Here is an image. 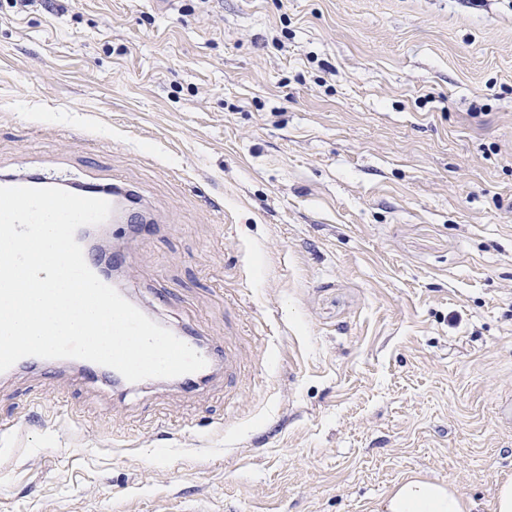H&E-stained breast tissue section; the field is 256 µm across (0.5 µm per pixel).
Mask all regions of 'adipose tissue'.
Masks as SVG:
<instances>
[{
  "label": "adipose tissue",
  "mask_w": 512,
  "mask_h": 512,
  "mask_svg": "<svg viewBox=\"0 0 512 512\" xmlns=\"http://www.w3.org/2000/svg\"><path fill=\"white\" fill-rule=\"evenodd\" d=\"M376 512H468V505L451 486L411 475L380 500Z\"/></svg>",
  "instance_id": "ef3b65f1"
}]
</instances>
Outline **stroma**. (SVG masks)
I'll use <instances>...</instances> for the list:
<instances>
[{"instance_id":"obj_1","label":"stroma","mask_w":512,"mask_h":512,"mask_svg":"<svg viewBox=\"0 0 512 512\" xmlns=\"http://www.w3.org/2000/svg\"><path fill=\"white\" fill-rule=\"evenodd\" d=\"M140 192L193 392L0 376V512H375L512 479V0H0V174ZM171 332L199 354H201L207 362L206 366L197 372L183 374L174 378H166L170 381L177 382L180 385L187 386V388H192L193 384L198 383L197 379L199 376L203 374H209L215 369L218 363L222 360L223 351L222 349L218 350L217 347L207 343L198 332L190 334L175 333L173 331ZM375 512H469L468 504L451 487L410 475L397 483L378 503Z\"/></svg>"}]
</instances>
